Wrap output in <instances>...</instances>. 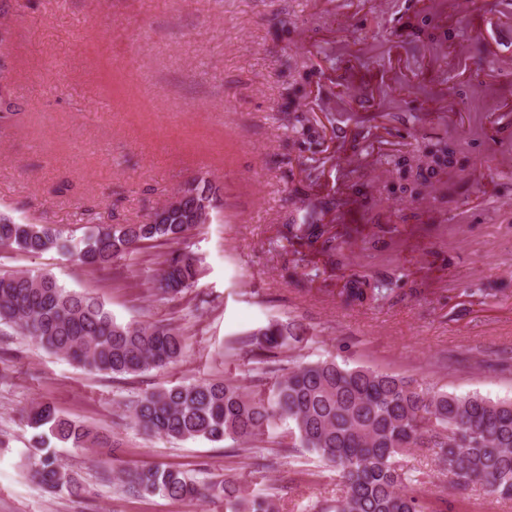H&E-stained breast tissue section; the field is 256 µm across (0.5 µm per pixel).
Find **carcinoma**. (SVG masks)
Here are the masks:
<instances>
[{
    "label": "carcinoma",
    "instance_id": "1",
    "mask_svg": "<svg viewBox=\"0 0 512 512\" xmlns=\"http://www.w3.org/2000/svg\"><path fill=\"white\" fill-rule=\"evenodd\" d=\"M423 161L403 155L392 164L390 192L414 199L427 193L433 179L458 164L445 140L428 147ZM326 208L309 203L301 222L285 225L284 238L319 243L322 252L336 250ZM197 224L177 219L158 224L98 226L80 242L63 237L47 224H20L0 214V247L27 254L60 252L78 265L100 270L124 254L152 242L171 251L156 257L158 278L152 296L166 303L195 286L197 258L187 250ZM346 296L362 303L380 293L366 280L352 279ZM18 330L41 347L91 370L137 375L182 360L190 344L186 329L171 323L117 322L96 297L80 295L48 274L0 272V326ZM304 340L297 325L271 323L256 345L275 359ZM134 423L145 433L170 439L231 441L241 448L288 422L292 447L307 448L336 469L343 494L329 512H433L426 485L440 474L466 491L477 487L500 499H512V401L479 393L456 394L425 389L395 374L334 360L299 363L277 376L272 395L247 392L226 379L163 387L131 402ZM33 428L49 426L51 434L75 448L108 443L92 429L60 415L48 403L31 408ZM430 453L431 467L412 475L400 458L417 449ZM34 477L51 490L79 497L85 489L57 459L40 456ZM125 479L145 496L161 494L173 502L192 500L202 492L224 496L225 512H275L268 497L245 499L231 476L203 487L179 469L151 467L128 472Z\"/></svg>",
    "mask_w": 512,
    "mask_h": 512
}]
</instances>
